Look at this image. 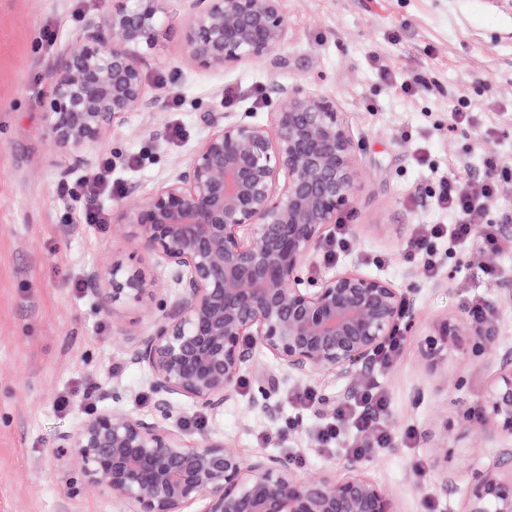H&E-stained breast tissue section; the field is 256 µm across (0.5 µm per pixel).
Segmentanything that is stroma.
<instances>
[{
  "mask_svg": "<svg viewBox=\"0 0 512 512\" xmlns=\"http://www.w3.org/2000/svg\"><path fill=\"white\" fill-rule=\"evenodd\" d=\"M108 0H0V512H123L120 502L88 486L53 449L59 432L73 429L86 413L109 406L113 378L125 388L121 409L151 414L154 395L145 372L128 361L120 329L141 320L139 309L114 319L100 312L82 280L93 266L119 257L151 281L162 269L140 243L118 234L113 224H87L75 201L60 196L62 183L92 177L72 165L69 153L52 151L44 119L48 75L63 49L77 37L86 17ZM288 41L279 61L239 63L220 71L182 65L183 0H166L155 53L145 74L152 110L127 116L118 130L96 143V159L112 161V180L152 191L207 135L201 115L223 109L239 118L266 120L270 89L298 79L333 96L357 141L359 177L355 203L341 212L355 246L339 267L379 275L413 298L419 316L415 333L391 365H370L367 377L386 389L390 409L384 423L389 447L374 450L371 478L398 512H464L462 494L443 493L445 472L458 483L467 475L465 458L489 456L463 420L477 414L494 372L485 361L452 353L438 373L423 366L419 348L436 325L467 314L471 299L500 319L499 349L512 350V242L495 252L473 244L458 251L437 241L433 249L447 286L426 278L406 243L416 225L443 219L431 204L439 175L482 173L480 137L512 158V5L507 0H282ZM399 74L419 72L430 88L409 97L384 82L377 62ZM232 103H225L226 91ZM474 113L467 130L448 128V112ZM180 125L181 139L170 137ZM427 140L428 164H420L398 129ZM497 269L499 279L487 276ZM271 356L257 353L241 377L237 395L217 415L191 405L179 413L181 433L192 442L202 435L242 450L294 457L297 473L337 474L353 439L343 430L337 450L317 444V430L336 416L343 388L317 374L297 385L271 386V412L255 407L263 371ZM317 392L320 402L305 408L299 388ZM71 398L68 410L58 395ZM452 430H445V423ZM447 442L454 453L436 461L432 444Z\"/></svg>",
  "mask_w": 512,
  "mask_h": 512,
  "instance_id": "stroma-1",
  "label": "stroma"
}]
</instances>
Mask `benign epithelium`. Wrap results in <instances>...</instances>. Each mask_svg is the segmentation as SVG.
<instances>
[{
  "mask_svg": "<svg viewBox=\"0 0 512 512\" xmlns=\"http://www.w3.org/2000/svg\"><path fill=\"white\" fill-rule=\"evenodd\" d=\"M165 0H112L87 17L76 46L50 72L46 117L51 141L76 166L131 112L150 109L145 70ZM186 67L222 70L263 64L283 48L288 18L280 0H184ZM269 123L205 112L209 128L186 164L152 192L131 186L116 204L120 230L163 267L162 284L120 258L85 271L98 309L117 317L136 305L150 330H123L129 362L142 368L153 412L89 413L56 436L54 448L125 512H396L368 475L371 458L349 457L346 475L301 478L293 459L232 449L208 435L187 444L165 424L178 401L215 414L237 393L256 352L301 383L315 373L353 395L380 347L416 326L413 301L387 279L345 268L305 276L326 229L354 201L358 158L336 100L305 81L273 85ZM497 316L447 319L421 360L435 371L451 352L495 368L479 413V436L501 448L489 462L467 461L465 512H512V354L496 350Z\"/></svg>",
  "mask_w": 512,
  "mask_h": 512,
  "instance_id": "obj_1",
  "label": "benign epithelium"
}]
</instances>
